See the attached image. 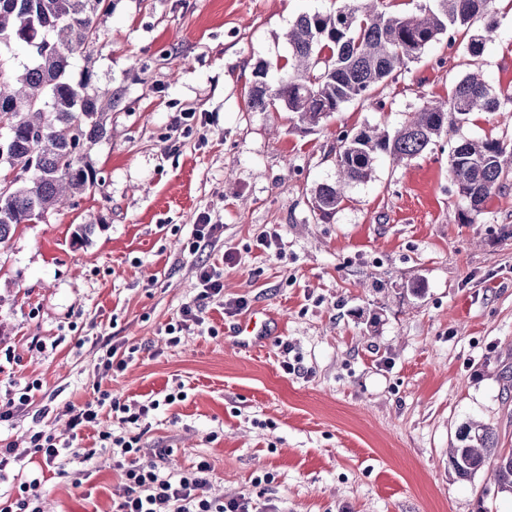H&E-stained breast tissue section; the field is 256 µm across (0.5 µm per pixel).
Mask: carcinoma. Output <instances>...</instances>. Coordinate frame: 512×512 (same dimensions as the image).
I'll return each mask as SVG.
<instances>
[{
	"label": "carcinoma",
	"mask_w": 512,
	"mask_h": 512,
	"mask_svg": "<svg viewBox=\"0 0 512 512\" xmlns=\"http://www.w3.org/2000/svg\"><path fill=\"white\" fill-rule=\"evenodd\" d=\"M377 2L300 15L287 33L288 70L272 83L274 65L257 64L247 109L286 112L294 128L309 132L351 101H374L380 85L397 80L440 36L448 35L453 45L457 34L483 21L466 43L473 57L497 36L495 0H436V8L416 14L386 13ZM111 12L112 0H0V165L26 174L0 191V243L20 225L74 206L99 185L88 154L108 137L107 116L116 99L95 90L91 67L77 83L68 67L75 52L91 56L99 26ZM18 47L27 50L32 63L12 72L7 63ZM507 103L511 94H496L480 76L468 73L447 101L422 107L392 133L364 127L338 137V178L315 188L314 210L322 218L336 213L344 188L368 181L378 157L399 163L421 156L473 112H501L511 119L512 113L503 111ZM449 168L460 196L478 213L512 172V138L461 140L452 147ZM448 463L460 479L486 468L498 491L512 493V451L496 450L495 433L481 422L460 426Z\"/></svg>",
	"instance_id": "obj_1"
}]
</instances>
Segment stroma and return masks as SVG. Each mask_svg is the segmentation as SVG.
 <instances>
[{
  "instance_id": "obj_1",
  "label": "stroma",
  "mask_w": 512,
  "mask_h": 512,
  "mask_svg": "<svg viewBox=\"0 0 512 512\" xmlns=\"http://www.w3.org/2000/svg\"><path fill=\"white\" fill-rule=\"evenodd\" d=\"M356 2L114 0L93 62L71 57L72 79L92 67L97 90L116 97L111 135L89 152L102 183L0 244V396L42 384L0 441L16 445L13 471L43 470L50 512H112L120 500L103 430L164 449L167 474L207 460V494L250 498L253 512H512L488 470L462 480L448 466L471 420L512 450L501 377L512 368V176L477 214L448 161L456 141L512 138V125L472 114L432 151L378 158L331 218L312 204L337 177L343 132L396 130L474 71L512 90V11L497 6L498 35L479 56L440 40L378 104L347 103L314 131L246 111L254 66L287 59L299 15ZM182 112L196 115L186 134L172 128ZM202 213L223 234L190 254ZM91 223L89 243H75ZM273 231L275 246H259ZM202 264L221 273L224 300L170 345ZM236 300L281 323L260 349L233 343L239 316L224 306ZM108 340L138 347L124 371L100 367ZM177 387L184 400L164 404ZM104 390L160 406L136 426L102 413L79 434L91 459L44 467L26 446L34 419L65 436L58 413Z\"/></svg>"
}]
</instances>
